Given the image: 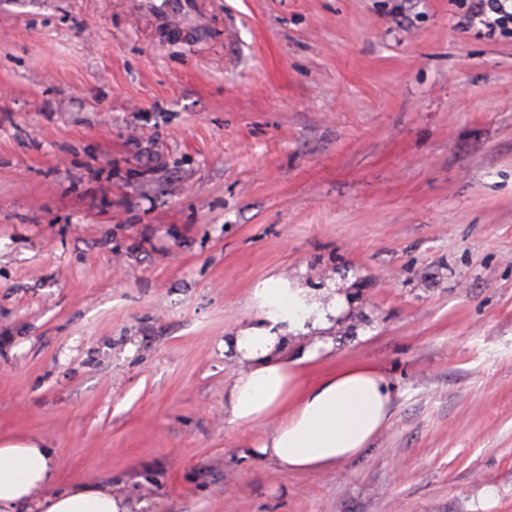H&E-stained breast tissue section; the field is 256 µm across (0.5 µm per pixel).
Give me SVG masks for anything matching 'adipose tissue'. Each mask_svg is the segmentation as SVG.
Returning <instances> with one entry per match:
<instances>
[{
	"label": "adipose tissue",
	"mask_w": 512,
	"mask_h": 512,
	"mask_svg": "<svg viewBox=\"0 0 512 512\" xmlns=\"http://www.w3.org/2000/svg\"><path fill=\"white\" fill-rule=\"evenodd\" d=\"M250 301L255 319L239 326L224 349L241 370L224 391L231 423L273 427L256 453L285 471L321 470L357 456L387 426L388 386L373 365L355 363L310 380L303 363L319 345L288 359V335L330 327L336 301L321 302L309 289L282 276L257 282ZM51 455L34 439L0 441V512H26L35 494L53 482ZM45 512H130L127 500L109 488L77 486L45 501Z\"/></svg>",
	"instance_id": "obj_1"
}]
</instances>
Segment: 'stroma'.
Returning <instances> with one entry per match:
<instances>
[{
	"instance_id": "obj_1",
	"label": "stroma",
	"mask_w": 512,
	"mask_h": 512,
	"mask_svg": "<svg viewBox=\"0 0 512 512\" xmlns=\"http://www.w3.org/2000/svg\"><path fill=\"white\" fill-rule=\"evenodd\" d=\"M196 2L0 0V439L132 512H512V38L467 0ZM280 275L345 303L308 377L391 390L323 471L224 412ZM193 0H139L138 6L153 16L161 26L198 25L200 17ZM196 20L194 24H189Z\"/></svg>"
}]
</instances>
